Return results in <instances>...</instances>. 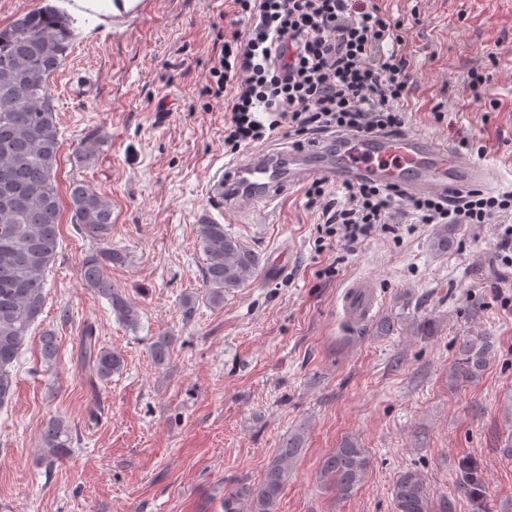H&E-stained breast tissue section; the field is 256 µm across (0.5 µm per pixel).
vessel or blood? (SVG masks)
<instances>
[{
	"mask_svg": "<svg viewBox=\"0 0 512 512\" xmlns=\"http://www.w3.org/2000/svg\"><path fill=\"white\" fill-rule=\"evenodd\" d=\"M314 178L338 184L374 181L396 184L412 194L445 195L487 187L486 166L460 163L452 144L414 132L396 135L340 134L330 154L322 150L267 151L225 164L213 187L225 205L271 203L287 187Z\"/></svg>",
	"mask_w": 512,
	"mask_h": 512,
	"instance_id": "1",
	"label": "vessel or blood"
}]
</instances>
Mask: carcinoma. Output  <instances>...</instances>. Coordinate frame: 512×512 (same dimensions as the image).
<instances>
[{"label":"carcinoma","instance_id":"carcinoma-1","mask_svg":"<svg viewBox=\"0 0 512 512\" xmlns=\"http://www.w3.org/2000/svg\"><path fill=\"white\" fill-rule=\"evenodd\" d=\"M71 20L52 6L21 14L0 29V405L13 395L12 367L30 327L45 305V271L55 261L59 244L60 197L55 181L59 129L47 80L63 64L71 39ZM99 140L89 135L75 148L74 163L94 160ZM72 223L78 232L98 241L112 236V203L91 185L76 180L69 186ZM198 237L206 257L205 280L212 304L241 287L259 267V257L224 225L205 221ZM116 248L92 252L80 267L82 283L109 299L112 313L129 326L139 321L136 306L112 288L109 265L125 264ZM171 340L159 336L151 345L156 363L169 356ZM492 345L482 336L467 338L459 348L458 375L476 377L486 367ZM80 361L92 380L107 382L124 365L123 358L99 344L92 326L80 336ZM43 459L51 466L73 443L71 429L60 419L43 430ZM301 449L297 435L287 437L265 470L261 484H244L224 496V512H275L288 470ZM368 459L347 441L322 461L320 477L348 497L363 481ZM394 512H431L429 493L414 472L402 474L393 488Z\"/></svg>","mask_w":512,"mask_h":512}]
</instances>
